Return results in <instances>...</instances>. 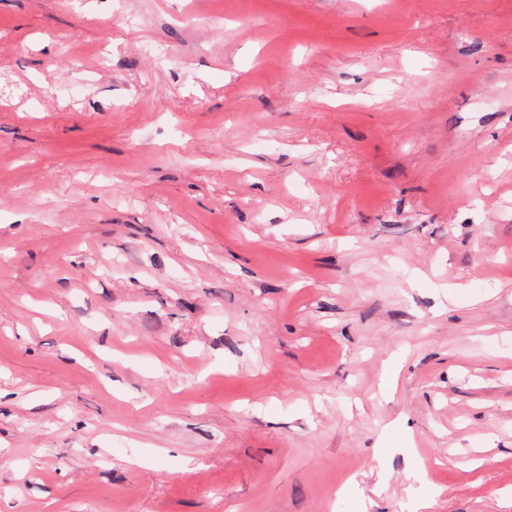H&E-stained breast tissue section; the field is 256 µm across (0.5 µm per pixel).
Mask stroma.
<instances>
[{
	"label": "stroma",
	"mask_w": 512,
	"mask_h": 512,
	"mask_svg": "<svg viewBox=\"0 0 512 512\" xmlns=\"http://www.w3.org/2000/svg\"><path fill=\"white\" fill-rule=\"evenodd\" d=\"M127 10L0 0V512H512V0Z\"/></svg>",
	"instance_id": "1"
}]
</instances>
